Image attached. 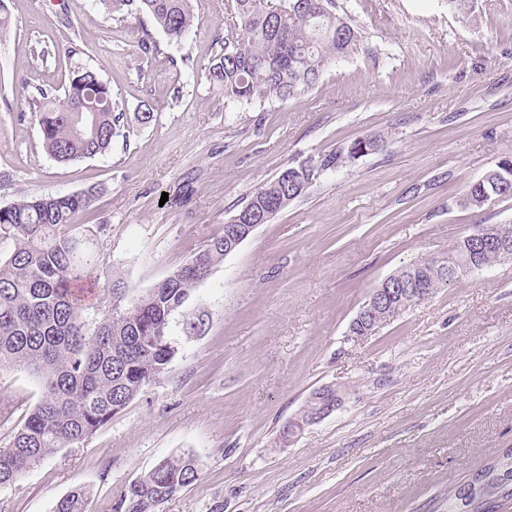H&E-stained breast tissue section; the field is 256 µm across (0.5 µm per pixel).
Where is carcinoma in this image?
<instances>
[{"label": "carcinoma", "mask_w": 512, "mask_h": 512, "mask_svg": "<svg viewBox=\"0 0 512 512\" xmlns=\"http://www.w3.org/2000/svg\"><path fill=\"white\" fill-rule=\"evenodd\" d=\"M114 12L133 6L172 42L187 39L195 16L191 0H100ZM234 0V20L224 48L205 67L206 79L224 92V103L244 108L257 101L293 98L313 87L323 68L351 55L361 29L337 10L336 0ZM32 100L45 152L59 163L105 154L120 135L112 90L94 70L76 72L62 99L39 91ZM85 100L92 112H75ZM355 140L346 154L289 166L256 190L254 210L293 202L325 171L358 157ZM103 193L98 186L69 194L20 195L0 207V241L13 244L0 258V368H23L37 379L41 396L21 428L0 448V487L67 445L86 441L147 387L159 381L178 353L169 328L190 292L224 260L218 236L190 261L170 272L130 304L117 282L104 277L97 237L106 225L84 229L75 216ZM512 197V159H504L463 190L467 208ZM94 310L88 318L86 310ZM198 477L190 454L159 461L137 477L112 512H156ZM512 489L494 477L479 492L473 512H501L502 493ZM465 484L448 489V512H464ZM91 490L79 487L54 512H85Z\"/></svg>", "instance_id": "1"}]
</instances>
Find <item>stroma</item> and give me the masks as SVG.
I'll use <instances>...</instances> for the list:
<instances>
[{
  "mask_svg": "<svg viewBox=\"0 0 512 512\" xmlns=\"http://www.w3.org/2000/svg\"><path fill=\"white\" fill-rule=\"evenodd\" d=\"M337 2L363 32L357 50L301 95L233 110L204 77L227 0H193L180 43L99 0H0V206L103 185L77 221L106 225L98 253L129 300L223 235L288 164L382 139L226 256L171 318L167 375L0 488V512H53L81 486L93 490L87 512H112L132 480L179 453L196 457L199 478L157 512H447L449 486L512 448V260L347 338L396 269L445 258L472 225L512 224V199L459 201L512 156V0H475L472 22L447 0ZM77 68L111 87L121 133L107 155L61 164L30 101L40 88L63 96ZM332 384L342 404L277 447ZM39 396L28 371L0 369V401L16 408L0 448Z\"/></svg>",
  "mask_w": 512,
  "mask_h": 512,
  "instance_id": "stroma-1",
  "label": "stroma"
}]
</instances>
